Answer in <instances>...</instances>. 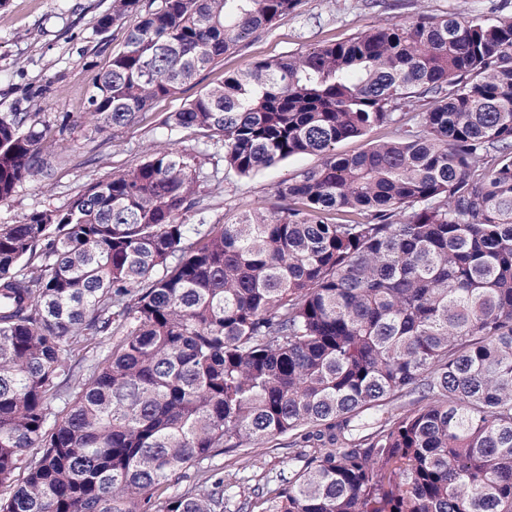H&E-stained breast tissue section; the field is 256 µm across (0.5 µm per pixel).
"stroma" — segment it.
<instances>
[{
  "label": "stroma",
  "instance_id": "1",
  "mask_svg": "<svg viewBox=\"0 0 512 512\" xmlns=\"http://www.w3.org/2000/svg\"><path fill=\"white\" fill-rule=\"evenodd\" d=\"M110 0H5L0 6V110L26 111L37 94L47 106L42 118L71 123L66 149L59 153L53 180L22 185L0 203V224H16L32 210L61 209L88 185L112 173L140 165L153 149L173 148L207 174L200 192L212 205L210 223L235 222L254 206L275 209L278 186L319 164L316 155H297L247 177L225 172L224 151L209 147L203 133L169 134L164 121L200 91L261 58H278L314 46L342 41L379 23L408 20L418 14L451 13L497 18L512 14V0H299L275 25L257 32L201 71L194 82L155 102L125 127L99 131L83 117L93 77L107 69L122 47L129 25L101 31L99 14ZM303 451L281 437L260 448H240L211 460L224 475V512H262L263 488L287 484L303 466Z\"/></svg>",
  "mask_w": 512,
  "mask_h": 512
}]
</instances>
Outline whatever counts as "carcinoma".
Returning a JSON list of instances; mask_svg holds the SVG:
<instances>
[{
	"label": "carcinoma",
	"mask_w": 512,
	"mask_h": 512,
	"mask_svg": "<svg viewBox=\"0 0 512 512\" xmlns=\"http://www.w3.org/2000/svg\"><path fill=\"white\" fill-rule=\"evenodd\" d=\"M297 3L112 0L99 30L137 21L85 119L129 125ZM44 108L0 112V202L54 175L70 115ZM165 125L212 132L237 175L322 161L231 224L170 148L0 224V512H224L216 469L153 490L280 436L311 452L267 512H512V17L256 60ZM99 334L83 374L69 353ZM393 132V127H377L370 130L363 137L348 139L339 143L336 150L342 154H355L364 150L368 144L392 138ZM202 468L199 465L187 467L181 471L179 477L165 487L161 494V500L167 499L178 494H184L193 490L203 477Z\"/></svg>",
	"instance_id": "1"
}]
</instances>
